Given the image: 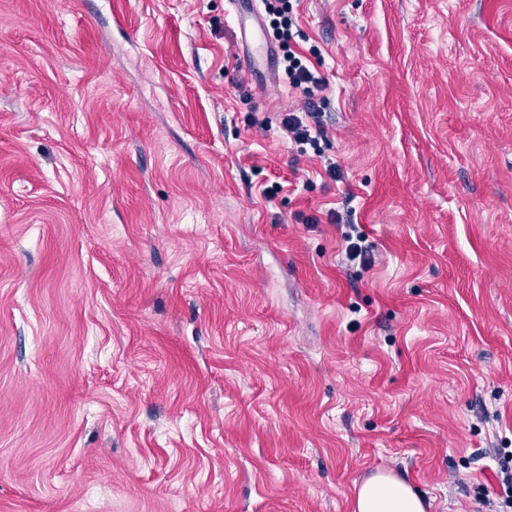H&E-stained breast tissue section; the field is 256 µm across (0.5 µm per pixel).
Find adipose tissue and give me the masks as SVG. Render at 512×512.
I'll return each mask as SVG.
<instances>
[{
	"label": "adipose tissue",
	"mask_w": 512,
	"mask_h": 512,
	"mask_svg": "<svg viewBox=\"0 0 512 512\" xmlns=\"http://www.w3.org/2000/svg\"><path fill=\"white\" fill-rule=\"evenodd\" d=\"M352 512H428L429 504L403 478L376 473L357 484Z\"/></svg>",
	"instance_id": "1"
}]
</instances>
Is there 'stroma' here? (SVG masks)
<instances>
[{
	"label": "stroma",
	"mask_w": 512,
	"mask_h": 512,
	"mask_svg": "<svg viewBox=\"0 0 512 512\" xmlns=\"http://www.w3.org/2000/svg\"><path fill=\"white\" fill-rule=\"evenodd\" d=\"M294 17L304 154L227 0H0V512H502L512 0ZM278 6L268 8L269 26L273 35L279 42L283 55V65L289 84L294 89H299L309 100V110L306 116L312 120L314 126L306 123L302 118L289 113L282 118V126L288 133V138L299 146L309 145L315 149L319 137L324 133L319 120V106H316L314 97L319 91L326 88V79L320 74L316 65H321L318 50L312 46L308 49L309 55L294 51L291 42L295 40V22L292 16L293 7L290 0L274 1ZM312 58L315 59L313 61ZM352 512H428L430 505L403 478L376 473L355 485Z\"/></svg>",
	"instance_id": "stroma-1"
}]
</instances>
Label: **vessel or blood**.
Masks as SVG:
<instances>
[{"label": "vessel or blood", "instance_id": "vessel-or-blood-1", "mask_svg": "<svg viewBox=\"0 0 512 512\" xmlns=\"http://www.w3.org/2000/svg\"><path fill=\"white\" fill-rule=\"evenodd\" d=\"M229 3L242 65L252 70L258 64H270L275 49L257 7V0H229Z\"/></svg>", "mask_w": 512, "mask_h": 512}]
</instances>
